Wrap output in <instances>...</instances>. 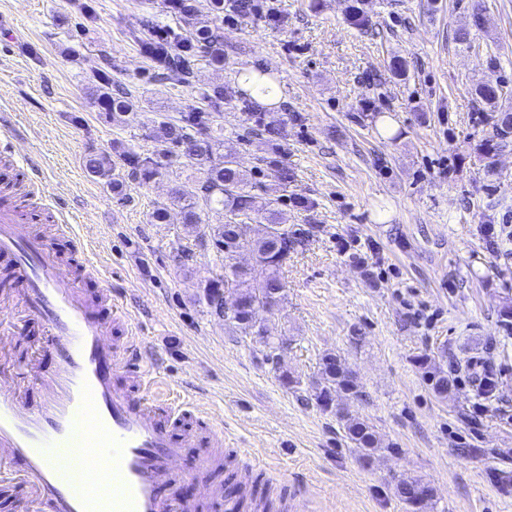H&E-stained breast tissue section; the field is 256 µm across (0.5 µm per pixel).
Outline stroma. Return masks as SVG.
<instances>
[{
	"mask_svg": "<svg viewBox=\"0 0 512 512\" xmlns=\"http://www.w3.org/2000/svg\"><path fill=\"white\" fill-rule=\"evenodd\" d=\"M163 3L0 0V120L14 128V151L40 162L45 194L95 240L113 294L153 350L147 370L207 404L240 448L208 470V483L220 491L248 461L267 467L275 512L303 510L281 473L306 489L313 512H405L395 484L419 476L436 491L428 512H512V482H501L512 479V325L500 317L512 304V251L484 232L512 226V145L480 155L491 127L474 94L478 83H498L512 106V0H366L365 29L348 21L353 0H254L245 13L224 0L223 64L199 62L176 84L160 80L141 46L149 24L179 31ZM461 28L470 43L455 41ZM396 58L406 75L392 71ZM259 65L283 89L261 109L282 131L294 174L283 208L309 234L288 263L279 310L258 315L288 344L275 366L202 298L225 264L205 230L227 216L204 205L197 227L183 224L173 196L197 194L196 167L173 156L145 182L122 166L119 196L83 165L117 146L156 157L152 121L191 112L215 85L224 100L213 127L236 140L246 124L237 73ZM105 78L132 93L118 126L94 105ZM266 154L257 138L237 147L260 197L275 184ZM295 196L311 208L294 207ZM159 204L167 223L152 221ZM6 319L17 338L0 366L22 367L36 351L50 370L44 323L20 305ZM328 352L367 394L343 405L374 426L381 448L369 457L309 399ZM421 354L453 371L448 397L413 364ZM286 372L295 387L283 386ZM482 377L494 383L491 396L480 393Z\"/></svg>",
	"mask_w": 512,
	"mask_h": 512,
	"instance_id": "35a3bbf8",
	"label": "stroma"
}]
</instances>
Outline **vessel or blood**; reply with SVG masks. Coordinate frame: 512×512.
<instances>
[{
	"mask_svg": "<svg viewBox=\"0 0 512 512\" xmlns=\"http://www.w3.org/2000/svg\"><path fill=\"white\" fill-rule=\"evenodd\" d=\"M25 219L23 210L0 206V255L12 259L13 296L45 324L56 363L47 373L34 359L20 373L0 369V479L20 457L29 494L45 499L50 512H194L189 501L159 497L157 489L173 480L183 447L197 437L193 428L173 433L176 415L208 420L211 412L159 396L157 376L141 366L152 351L130 312L111 288L88 296L50 239L24 230ZM102 303L112 307V322L98 317ZM116 323L127 327L118 343L108 338ZM119 369L132 375L136 390L118 386ZM32 384L42 392L35 408L26 396ZM97 456L112 463L107 499L68 471L70 462Z\"/></svg>",
	"mask_w": 512,
	"mask_h": 512,
	"instance_id": "b4317fda",
	"label": "vessel or blood"
}]
</instances>
